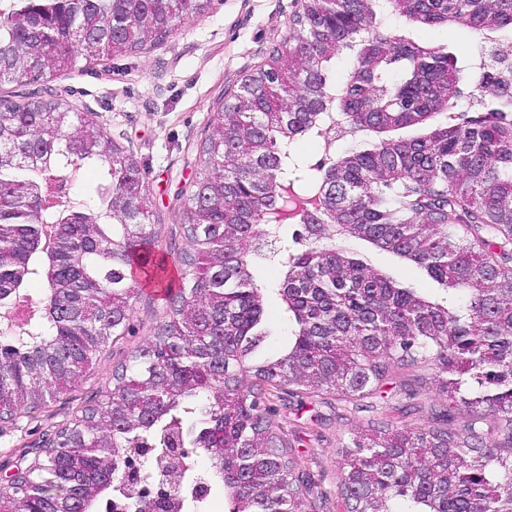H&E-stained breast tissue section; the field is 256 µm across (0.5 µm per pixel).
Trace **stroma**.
Segmentation results:
<instances>
[{
	"instance_id": "obj_1",
	"label": "stroma",
	"mask_w": 512,
	"mask_h": 512,
	"mask_svg": "<svg viewBox=\"0 0 512 512\" xmlns=\"http://www.w3.org/2000/svg\"><path fill=\"white\" fill-rule=\"evenodd\" d=\"M300 9L301 0H211L207 12L186 20L154 46L100 61L80 57L72 70L31 84L38 96L66 100L93 117L138 163L152 202L155 252L166 270L157 279L137 276L128 334L97 354L78 382L42 409L20 410L0 422V473L42 461L47 443L79 408L98 400L115 367L165 317L168 295L159 284L165 281L175 289L181 282V258L190 250L181 206L195 182L199 144L215 109L288 36ZM108 184L103 168L89 165L71 179L65 201L98 208ZM344 246L366 254L373 267L398 281L423 292L437 290L419 269L389 253L367 249L354 238ZM257 278L271 321L268 340L254 354L259 360L287 346L288 320L277 295L278 270L261 266ZM266 405L274 426L287 434L289 453L305 462L304 477L311 486L308 512H346L336 450L361 429L385 423L429 426L434 412L443 409L454 416L449 430H461L465 421L463 404L437 391L434 372L426 365L394 370L373 397L360 401H326L289 387L271 395Z\"/></svg>"
}]
</instances>
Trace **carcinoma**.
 I'll return each mask as SVG.
<instances>
[{
  "instance_id": "obj_1",
  "label": "carcinoma",
  "mask_w": 512,
  "mask_h": 512,
  "mask_svg": "<svg viewBox=\"0 0 512 512\" xmlns=\"http://www.w3.org/2000/svg\"><path fill=\"white\" fill-rule=\"evenodd\" d=\"M210 0H3L0 81L24 87L153 46ZM387 13L407 27L384 32ZM512 30V0H303L288 38L239 84L206 136L200 176L182 219L192 252L171 294V316L131 352L103 399L86 408L21 480L0 488V512H90L131 448L185 444L215 462L211 479L233 512H304L301 461L288 455L267 413L265 389L302 384L345 398L370 394L390 365L428 362L439 391L461 397L469 420L448 428H377L338 452L349 512H512V83L505 65L477 74L414 29ZM353 65L336 80L333 62ZM496 90L483 110L455 115L463 77ZM334 89L344 129L359 143L317 165L288 152L329 134L324 96ZM105 169L101 207L55 210L47 199L73 166ZM317 209L285 224L310 183ZM56 225L53 258L37 262L42 223ZM358 238L424 270L437 296L402 286L340 245ZM155 248L150 199L137 162L73 106L7 102L0 112V306L31 279L47 283L48 313L25 343L0 345V411L33 410L89 369L125 334L130 281ZM285 270L278 295L292 337L264 363L267 336L253 268ZM255 385L244 387L243 377Z\"/></svg>"
}]
</instances>
